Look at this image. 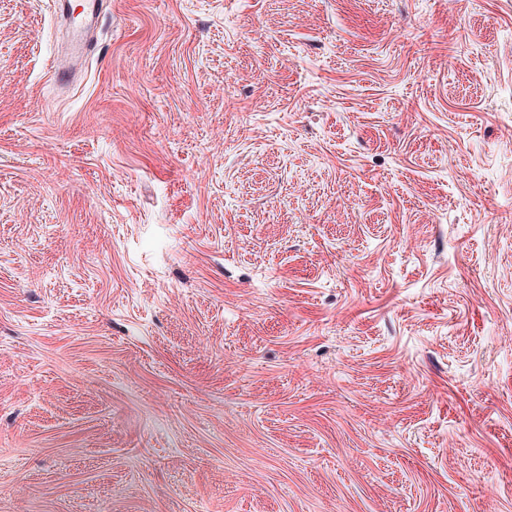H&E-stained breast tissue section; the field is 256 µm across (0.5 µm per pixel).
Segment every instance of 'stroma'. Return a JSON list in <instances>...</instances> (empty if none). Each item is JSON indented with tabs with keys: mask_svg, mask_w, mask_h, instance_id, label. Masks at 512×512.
<instances>
[{
	"mask_svg": "<svg viewBox=\"0 0 512 512\" xmlns=\"http://www.w3.org/2000/svg\"><path fill=\"white\" fill-rule=\"evenodd\" d=\"M0 0V512H512V0Z\"/></svg>",
	"mask_w": 512,
	"mask_h": 512,
	"instance_id": "1",
	"label": "stroma"
}]
</instances>
